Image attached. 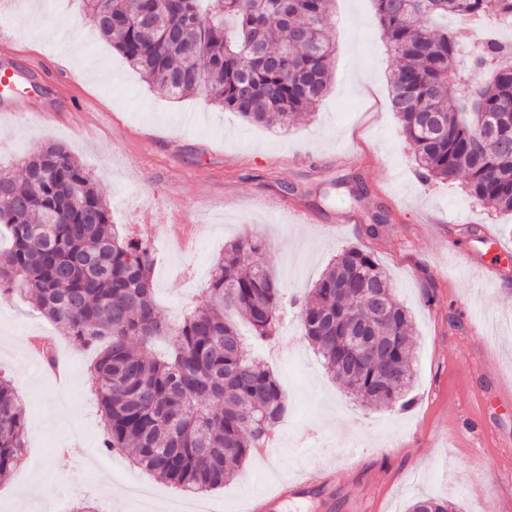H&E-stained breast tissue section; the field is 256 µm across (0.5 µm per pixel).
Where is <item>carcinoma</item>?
Listing matches in <instances>:
<instances>
[{
	"mask_svg": "<svg viewBox=\"0 0 512 512\" xmlns=\"http://www.w3.org/2000/svg\"><path fill=\"white\" fill-rule=\"evenodd\" d=\"M85 19L148 82L180 98L203 93L250 123L288 125L325 97L333 44L325 26L333 0H82ZM380 30L399 64L391 107L412 147L422 181L465 178L480 203L512 212V57L489 38L481 64L501 67L475 91L457 67L459 37L441 26L450 15L498 30L512 24V0H373ZM258 42L261 57L246 47ZM456 75L448 85V69ZM496 127L473 148L472 111ZM0 299L19 294L78 345H107L93 367L109 450L187 494L241 476L286 412L274 373L251 360L231 318L253 335L279 339L282 285L266 263L268 247L240 238L212 268L206 302L178 322L154 296L150 247L110 221L105 196L63 147L41 146L18 177L0 169ZM383 296L372 321L376 347L349 339L368 317L365 293ZM304 337L331 376L374 407L404 410L413 401L411 315L396 298L374 253L351 246L299 304ZM26 412L15 386L0 378V478L23 458ZM407 512H453L448 500H411Z\"/></svg>",
	"mask_w": 512,
	"mask_h": 512,
	"instance_id": "cac0c4a2",
	"label": "carcinoma"
}]
</instances>
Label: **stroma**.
<instances>
[{"label": "stroma", "instance_id": "obj_1", "mask_svg": "<svg viewBox=\"0 0 512 512\" xmlns=\"http://www.w3.org/2000/svg\"><path fill=\"white\" fill-rule=\"evenodd\" d=\"M327 33L335 46L330 91L288 128L251 124L205 95L172 98L85 20L81 0H0V34L13 40L15 69L55 54L64 92L56 122L32 114L43 94L20 92L0 119V167L37 145L62 144L92 173L114 223L154 249L164 316L205 302V274L229 241L269 245L286 299L304 295L344 248L372 250L413 321V405L366 409L346 396L303 336L297 310L280 318L285 348L251 354L277 375L288 411L267 454L251 453L241 477L204 493L214 512H236L283 478L342 468L335 485L289 500L288 512H405L420 495L456 512H485V475H496L500 512H512V258L488 265L468 217L512 248V213L476 202L463 183L422 182L389 104L387 51L373 0H334ZM370 190L351 196L354 178ZM295 205L277 211L278 202ZM391 211L378 238L365 226L377 205ZM474 257L464 263L455 250ZM55 337L70 387H60L34 351ZM98 346H79L30 303L0 301V376L26 400L28 457L0 482V512H70L82 499L109 512H139L135 489L165 512L176 490L103 448L100 408L88 382ZM492 405L480 410L472 390ZM75 454L59 477L58 449Z\"/></svg>", "mask_w": 512, "mask_h": 512}]
</instances>
